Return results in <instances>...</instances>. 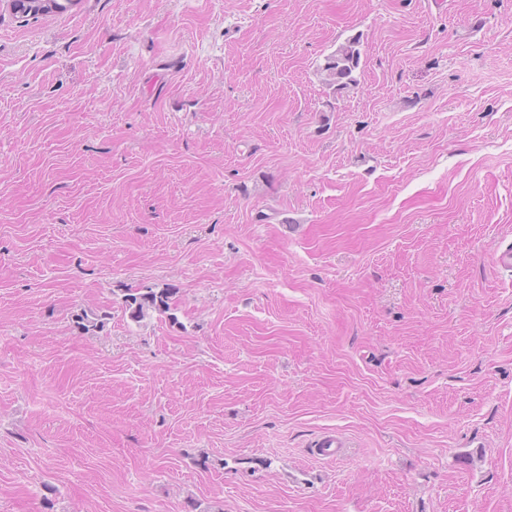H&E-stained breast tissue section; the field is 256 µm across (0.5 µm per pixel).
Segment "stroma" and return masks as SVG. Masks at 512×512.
<instances>
[{
	"label": "stroma",
	"instance_id": "35a3bbf8",
	"mask_svg": "<svg viewBox=\"0 0 512 512\" xmlns=\"http://www.w3.org/2000/svg\"><path fill=\"white\" fill-rule=\"evenodd\" d=\"M510 244L512 0H0V512H512ZM358 44L357 38L350 39L339 45L325 59L322 72L328 83L336 85L337 89L347 88L356 82L353 74L358 69L361 58ZM172 297L173 293L168 288L158 291L152 288L135 289L124 298L125 310L128 311L132 321L140 322L151 313L159 315L169 313L173 305Z\"/></svg>",
	"mask_w": 512,
	"mask_h": 512
}]
</instances>
